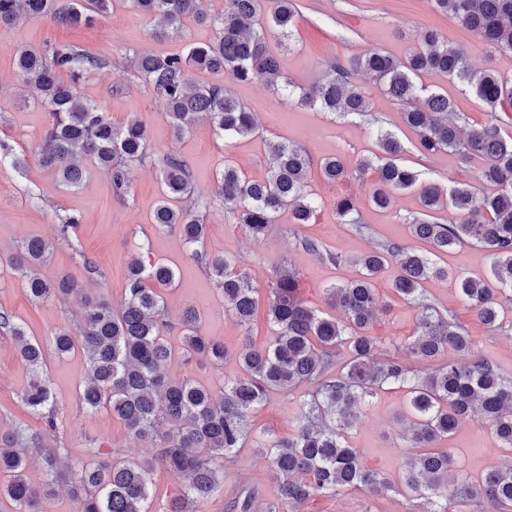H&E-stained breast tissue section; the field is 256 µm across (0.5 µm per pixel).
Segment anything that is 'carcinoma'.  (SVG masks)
I'll use <instances>...</instances> for the list:
<instances>
[{"label": "carcinoma", "instance_id": "carcinoma-1", "mask_svg": "<svg viewBox=\"0 0 512 512\" xmlns=\"http://www.w3.org/2000/svg\"><path fill=\"white\" fill-rule=\"evenodd\" d=\"M131 7L153 17L155 34L162 37L179 28L186 18L211 26L212 42L194 46L184 54L136 53L130 59L134 76L153 88L170 119L173 134L183 136L198 118L229 145L256 136L255 116L225 85L193 82L190 71L222 72L233 82L261 81L274 91H289L272 38L284 42L292 36L298 11L294 0H271L264 15L262 0H224V9L211 12L205 0H128ZM432 6L452 14L482 40L512 51V0H430ZM112 0H0V24H11L24 14L47 19L59 26L90 27L105 16ZM14 62L23 99L44 108L48 126L39 146V165L63 186L79 187L87 177V163L107 172L112 193H129V167L150 156L145 123L137 118L115 126L99 105L78 94L80 81L110 64L105 56L91 54L74 43L45 44L14 50ZM366 72L376 77L382 94L402 108L403 123L417 132L415 149L423 156L448 151L469 164L483 162L482 180L494 187L477 195L467 182H457L442 192L421 179V173L400 162L404 147L395 136L376 130L378 152L358 161L357 169L378 172L379 187L372 204L379 211L393 205L392 191L416 188L420 210L410 224L415 238L429 249L420 252L396 243H381L358 259V277L325 289L333 313L307 306L299 297L298 276L280 265L267 283V320L274 326L269 345L257 348L244 338L237 352L241 374L224 385V395L191 379L169 378L163 369L177 357L220 365L228 356L224 343L200 332V316L192 308L178 323L181 346L170 342L164 319L163 298L156 288L175 282L166 264L131 260L124 299L116 310L104 300L83 294L66 275L48 280L37 273L51 254L52 244L38 237L26 239L13 258L11 269L25 278L32 300L73 298L80 303L76 333L59 331L52 337L55 354L64 357L80 350L87 373L78 400L90 412L106 410L121 420L135 438L147 440L156 451L147 458L114 457L84 464L71 483L80 512H151L149 480L159 466L175 473L181 492L168 501L165 512H193V505L224 488V459L246 447L250 417L274 393L302 391L292 432L285 437L256 442L278 478L275 497L264 512H300L318 493L361 491L372 498L386 496L400 484L415 500H425V512H512V465L494 467L478 480L448 489L452 453L448 449L413 454L405 472L394 479L366 469L357 449L347 443L344 431L358 417L362 404L386 385H397L409 395L407 425L401 435L407 448H431L448 437L458 423L480 412L491 427L497 448L512 452V379L489 361L471 357V337L451 317L425 303V284L448 277L436 260L463 243L482 247L491 260V278L459 276L460 295L476 318L491 330L501 328V296L512 292V134L505 135L497 110L512 108V78L492 71H473L466 52L451 47L428 31L419 47L403 58L369 49L351 58H335L326 78L302 91L300 103L340 116H366L370 97L354 77ZM68 80L62 79V74ZM441 74L470 86L490 109L491 118L470 129L466 139L448 115V96L430 93L417 80L423 74ZM270 164L259 179L243 176L229 160L219 173L218 197L224 209L237 216L245 232L265 238L284 212L293 224H309L318 208L306 190L311 159L287 141L266 139ZM330 181L350 176L345 159L321 161ZM162 199L152 222L179 236L193 258L204 259L224 305L239 324L248 328L260 292L249 273L224 254L202 253L207 235L205 215L180 205L192 196L190 169L176 156L161 160ZM442 210L457 216L444 222ZM340 223L363 231L357 203L350 197L336 200ZM299 244L333 265L342 257L320 241L302 237ZM394 262L399 273L393 291L420 311L413 334L403 342L407 354L420 363H436L430 372L414 371L391 357H383L384 338L373 327L379 300L372 281ZM152 286H147V283ZM339 315H334V312ZM0 329L16 342L18 355L30 372L23 404L41 419L46 430L57 427L55 401L44 348L28 334L25 324L0 310ZM457 358L442 359L444 353ZM38 434L16 428L0 433V498L15 505L14 512H39L43 497L63 473L67 458L55 449L42 457L45 482L31 483L26 476L24 444H37Z\"/></svg>", "mask_w": 512, "mask_h": 512}]
</instances>
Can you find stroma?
Returning a JSON list of instances; mask_svg holds the SVG:
<instances>
[{
  "mask_svg": "<svg viewBox=\"0 0 512 512\" xmlns=\"http://www.w3.org/2000/svg\"><path fill=\"white\" fill-rule=\"evenodd\" d=\"M299 16L288 46L279 47L283 74L291 84L308 87L321 81L325 61L345 58L369 48L384 50L393 56H406L425 31H433L441 40L467 49L473 68L512 76V53L481 42L472 31L462 27L450 14L435 10L430 0H296ZM214 30L194 20H184L179 29L165 37L154 34L151 18L126 8L120 0L91 27L69 30L47 20L22 18L0 26V140L12 145L16 154L25 156V168L0 163V310L23 321L35 336L50 340L55 332L76 331L78 304L71 299H52L35 303L29 298L24 279L11 272L8 261L23 240L38 236L54 243L50 260L41 267L43 277L52 279L66 273L84 284L91 294L103 297L112 306L124 298L125 277L134 253V244H143L145 262L161 261L176 273V285L162 289L165 318L177 325L185 307L200 315L202 334L223 340L229 351L223 365L214 366L196 360L172 362L171 377H189L221 392L224 382L240 372L235 355L243 330L224 307V297L216 288L204 261L191 259L176 234L160 229L151 215L160 199L161 171L157 158L172 154L185 160L192 175L195 197L205 207L208 235L205 251L236 257L255 285H265L275 267L285 265L299 277V296L310 307L326 309L324 289L359 274L357 257L377 243L394 241L420 248L410 232V223L418 213L417 195L399 191L389 212L380 213L369 204L378 175L370 170L343 181L324 178L319 162L331 155H342L349 163L375 151V128L391 131L406 147L405 164L420 171L424 178L448 188L453 182L479 183L480 161L462 163L459 156L445 151L431 156L419 155L413 148L415 134L404 126L400 109L380 92L372 94L370 119L342 117L298 104L296 99L274 92L253 81L232 84L231 89L260 125L258 136L238 140L233 146L213 132L209 123L198 120L182 138H175L162 103L152 89L134 78L127 60L137 52L175 54L189 47L210 42ZM69 40L89 52L110 57L109 67L92 72L82 82V97L95 101L109 114L114 125L132 118L143 120L156 153L155 160L130 168V192L126 197L113 195L107 175L91 170L78 189L58 186L53 176L37 162V148L47 125V114L39 106L23 103L20 80L13 62V51L22 46L39 47L44 43ZM422 84L427 91L448 93L454 102V118L462 127L487 121L488 112L472 90L448 78L430 74ZM282 137L303 148L311 157L307 190L319 204L311 223H291L281 215L271 233L257 241L247 235L236 217L225 211L216 195L218 172L225 160H232L247 176L260 177L266 171L264 141ZM356 199L368 232H356L349 224L339 223L333 204L336 198ZM79 215L82 223L75 238L60 241L61 217ZM322 241L342 255L334 266L317 254L303 249L300 237ZM95 258L101 274L88 278L83 256ZM447 266L448 276L426 285L429 303L444 314L453 315L468 331L474 351L497 365L504 376L512 377V301L503 300L501 330L490 331L462 300L457 277L487 275L490 260L485 251L464 243L439 259ZM398 273L389 266L373 281L382 307L375 324L377 335L391 339V356L403 364L411 359L398 341L412 334L417 309L397 297L392 283ZM59 428L44 436L41 448L29 451L27 478L39 484L45 479L41 463L42 448L60 449L73 467L91 459V449L100 457L118 453L122 457L151 455L148 442L134 439L121 421L107 411L87 412L77 399V391L86 370L81 352L58 357L47 352ZM29 380V371L20 360L14 340L0 331V432L16 428L32 433L42 431L41 420L31 415L21 402ZM298 394L271 396L268 403L251 416L252 434L271 437L290 433L297 411ZM407 415L404 389L388 386L372 403L363 407L348 433L353 447L359 448L363 462L370 468L400 476L408 455L400 436ZM454 458L453 483L474 479L493 466L512 463V453L494 447L487 422L472 417L459 423L448 438ZM254 491L258 501L273 499L276 476L258 449H241L224 462V488L211 498L199 501L195 512H237L234 501L241 489ZM417 505L404 495L392 492L373 500L355 491L339 496L317 495L304 512H415Z\"/></svg>",
  "mask_w": 512,
  "mask_h": 512,
  "instance_id": "1",
  "label": "stroma"
}]
</instances>
